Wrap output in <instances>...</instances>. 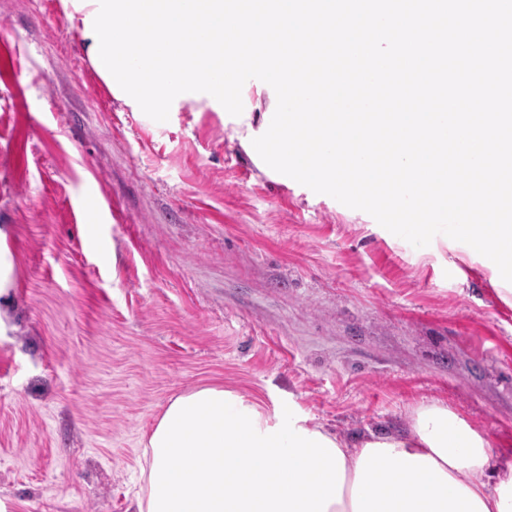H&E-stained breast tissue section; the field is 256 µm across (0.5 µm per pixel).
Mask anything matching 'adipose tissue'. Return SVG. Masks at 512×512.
<instances>
[{
    "instance_id": "obj_1",
    "label": "adipose tissue",
    "mask_w": 512,
    "mask_h": 512,
    "mask_svg": "<svg viewBox=\"0 0 512 512\" xmlns=\"http://www.w3.org/2000/svg\"><path fill=\"white\" fill-rule=\"evenodd\" d=\"M448 406L348 441L303 411L219 386L175 397L150 432L136 512H512V467Z\"/></svg>"
}]
</instances>
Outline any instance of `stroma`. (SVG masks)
<instances>
[{
	"label": "stroma",
	"mask_w": 512,
	"mask_h": 512,
	"mask_svg": "<svg viewBox=\"0 0 512 512\" xmlns=\"http://www.w3.org/2000/svg\"><path fill=\"white\" fill-rule=\"evenodd\" d=\"M191 99L110 91L61 0H0V512H135L143 441L218 383L345 439L441 403L512 461V304L432 240L273 178Z\"/></svg>",
	"instance_id": "stroma-1"
}]
</instances>
